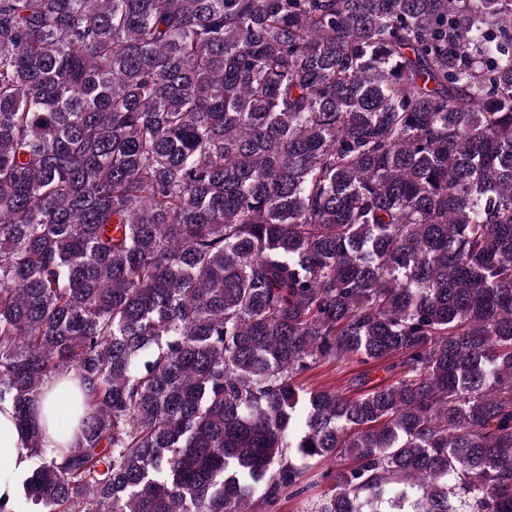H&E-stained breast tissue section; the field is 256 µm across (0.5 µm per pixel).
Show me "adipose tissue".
Instances as JSON below:
<instances>
[{
  "label": "adipose tissue",
  "instance_id": "1",
  "mask_svg": "<svg viewBox=\"0 0 512 512\" xmlns=\"http://www.w3.org/2000/svg\"><path fill=\"white\" fill-rule=\"evenodd\" d=\"M27 438L14 420L10 402L0 403V458L7 462L0 467V501L9 512H30V505L20 492V486L31 469L26 450Z\"/></svg>",
  "mask_w": 512,
  "mask_h": 512
}]
</instances>
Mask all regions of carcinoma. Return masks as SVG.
I'll return each instance as SVG.
<instances>
[{"instance_id": "cac0c4a2", "label": "carcinoma", "mask_w": 512, "mask_h": 512, "mask_svg": "<svg viewBox=\"0 0 512 512\" xmlns=\"http://www.w3.org/2000/svg\"><path fill=\"white\" fill-rule=\"evenodd\" d=\"M6 399L34 512H512V0H0ZM357 371H368L372 380L385 377V374L377 369V366L353 363L343 369L336 368V365L314 368L299 375L297 382L312 386L341 387L346 384V379ZM66 387V383L62 382L59 377H51L45 381L42 398L37 404L40 422H43L45 413L52 408L53 404L56 406L61 399L67 398ZM330 471V466L324 463H318L312 468L305 479V482L313 483L309 490L296 498H288V494H283L277 503L272 506L261 505L259 502H254L251 512H299L320 497L329 487L332 482L333 472ZM329 472L328 475H325Z\"/></svg>"}]
</instances>
